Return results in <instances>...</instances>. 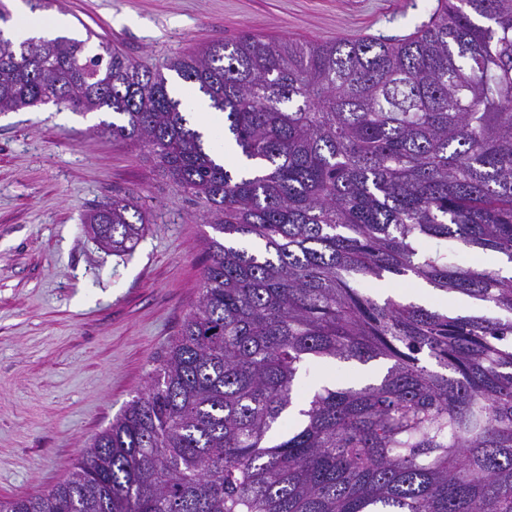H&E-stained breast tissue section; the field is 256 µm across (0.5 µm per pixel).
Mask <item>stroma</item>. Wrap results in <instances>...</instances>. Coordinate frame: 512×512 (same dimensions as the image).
<instances>
[{"label":"stroma","instance_id":"stroma-1","mask_svg":"<svg viewBox=\"0 0 512 512\" xmlns=\"http://www.w3.org/2000/svg\"><path fill=\"white\" fill-rule=\"evenodd\" d=\"M437 0H54L39 10L130 59L174 58L252 32L401 38ZM105 115L52 103L0 112V501L62 481L143 392L197 303L203 205L147 150L113 143ZM138 193L152 214L129 255L94 242L87 212Z\"/></svg>","mask_w":512,"mask_h":512}]
</instances>
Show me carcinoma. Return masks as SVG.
Segmentation results:
<instances>
[{"label": "carcinoma", "instance_id": "obj_1", "mask_svg": "<svg viewBox=\"0 0 512 512\" xmlns=\"http://www.w3.org/2000/svg\"><path fill=\"white\" fill-rule=\"evenodd\" d=\"M0 29V112H111L201 200L208 263L146 390L65 479L0 512H512V0H440L403 39L244 33L170 70L224 113L218 162L159 70L119 49ZM114 255L150 213L85 217ZM493 305L450 316L379 300L386 275ZM384 360L380 381L303 388L316 361ZM456 252L458 254V259L462 263H472L476 262L480 265L489 266L491 268H502V274L506 277L512 276V264L510 265V268L503 267L500 264L499 258L493 254L490 253H478L475 251H462L459 247V245L455 242H449L448 241V252ZM489 254L486 257L485 264H484V257L485 255Z\"/></svg>", "mask_w": 512, "mask_h": 512}]
</instances>
